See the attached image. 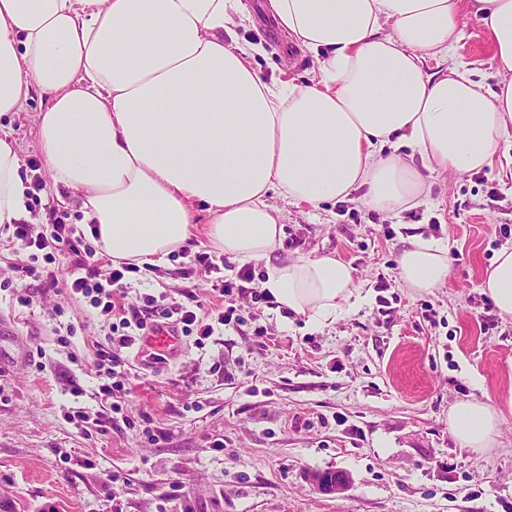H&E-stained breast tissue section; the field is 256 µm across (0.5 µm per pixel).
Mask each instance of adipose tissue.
<instances>
[{
	"label": "adipose tissue",
	"mask_w": 512,
	"mask_h": 512,
	"mask_svg": "<svg viewBox=\"0 0 512 512\" xmlns=\"http://www.w3.org/2000/svg\"><path fill=\"white\" fill-rule=\"evenodd\" d=\"M272 23L313 56L312 81H266L261 46L236 36L242 0H0V116L45 96L39 146L55 185L79 203L93 243L139 266L191 239L261 262L279 308L321 328L369 296L333 256L281 255L284 212L361 194L399 214L425 202L423 170L492 167L512 130V0H268ZM492 36L502 76L474 80L452 51L462 14ZM437 60L429 73L426 60ZM411 148L422 160L413 166ZM28 187L0 130V224L29 219ZM447 247L416 236L399 257L404 287L448 275ZM482 287L512 316V250ZM501 415L464 399L448 426L464 448L493 447Z\"/></svg>",
	"instance_id": "adipose-tissue-1"
}]
</instances>
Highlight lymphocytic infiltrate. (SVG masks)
Listing matches in <instances>:
<instances>
[{"label":"lymphocytic infiltrate","instance_id":"obj_1","mask_svg":"<svg viewBox=\"0 0 512 512\" xmlns=\"http://www.w3.org/2000/svg\"><path fill=\"white\" fill-rule=\"evenodd\" d=\"M69 212L48 208L45 219L48 232L35 233L33 224L22 220L14 224L11 240L19 249L28 251L29 262L22 268L40 287L63 292L82 300L94 309L97 317L109 324L113 335L109 347L97 352V365L102 383L100 394L108 400L112 413H121L115 402V391L131 390L135 377L124 355L133 348L155 325H173L181 336L206 339L212 336L215 326L237 323L235 307L212 308L203 303L188 306L175 300L158 301L145 298L142 305L128 306L123 299L127 280L139 268L129 262L110 268L108 275H101L95 248L79 234L70 222ZM68 258L67 276H59L61 258Z\"/></svg>","mask_w":512,"mask_h":512}]
</instances>
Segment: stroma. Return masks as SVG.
<instances>
[{
	"label": "stroma",
	"instance_id": "obj_1",
	"mask_svg": "<svg viewBox=\"0 0 512 512\" xmlns=\"http://www.w3.org/2000/svg\"><path fill=\"white\" fill-rule=\"evenodd\" d=\"M247 4L238 35L263 44L260 75L310 80L311 55L287 44L266 0ZM461 29L454 58L496 86L489 31L467 15ZM40 104L32 98L0 127L25 177L42 183V203L74 214L69 192L30 165L41 156ZM424 177L429 198L397 216L358 199L285 205L284 254L336 256L372 302L312 330L255 301L267 276L255 264L248 292L233 297L239 324L200 345L184 338L175 358L123 396L118 425L98 396L107 323L83 301L14 278L27 255L0 226V280H12L0 289V319L11 324L0 335V512H512V316L482 291L497 251L512 248L499 233L512 225V165ZM417 235L448 248L447 278L426 291L399 278L400 253ZM207 247L194 235L163 265L132 275L127 302L167 293L222 306L213 286L236 268L186 272L189 255ZM28 292L32 304L19 305ZM61 325L74 328L64 344ZM258 325L265 336H254ZM472 397L501 412L495 446L480 452L460 447L448 427L450 407ZM78 410L99 416L101 430L71 423ZM315 471H342L351 483L325 494Z\"/></svg>",
	"mask_w": 512,
	"mask_h": 512
}]
</instances>
